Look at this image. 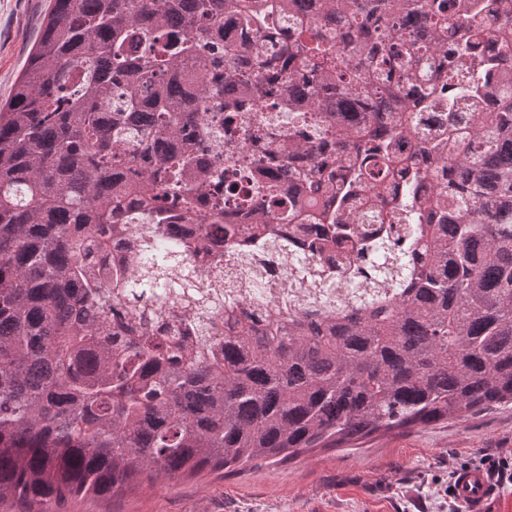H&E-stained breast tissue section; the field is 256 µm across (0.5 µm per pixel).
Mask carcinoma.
Segmentation results:
<instances>
[{"label":"carcinoma","instance_id":"cac0c4a2","mask_svg":"<svg viewBox=\"0 0 512 512\" xmlns=\"http://www.w3.org/2000/svg\"><path fill=\"white\" fill-rule=\"evenodd\" d=\"M297 2L53 0L0 103V501L59 512L77 496L240 473L512 404V0H320L272 57L268 38ZM227 23L243 46L230 64ZM450 53L461 64L443 70ZM408 92L448 118V136L419 151L451 183L427 194L415 173L399 178L413 166L399 153ZM213 97H272L287 115L242 128L275 160L239 175L263 200L256 248L281 250L286 224L313 267L386 282L390 302L257 326L216 295L190 329L104 330L116 289L131 301L146 286L177 299L190 287L172 219L196 225L200 246L239 248L222 202L199 211L207 180L184 137ZM477 99L489 111L458 127L454 103ZM234 123L203 128L230 166ZM363 188L387 213L362 236L350 201ZM122 196L137 209L121 227ZM109 224L114 236L150 224L162 245L146 242L130 272L103 266ZM211 307L231 326L222 341Z\"/></svg>","mask_w":512,"mask_h":512}]
</instances>
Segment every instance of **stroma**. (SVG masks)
I'll return each instance as SVG.
<instances>
[{
  "instance_id": "1",
  "label": "stroma",
  "mask_w": 512,
  "mask_h": 512,
  "mask_svg": "<svg viewBox=\"0 0 512 512\" xmlns=\"http://www.w3.org/2000/svg\"><path fill=\"white\" fill-rule=\"evenodd\" d=\"M52 0H0V102L28 62ZM512 458V405L423 430L377 432L241 473L205 472L87 497L61 512H463L449 495L472 460Z\"/></svg>"
}]
</instances>
